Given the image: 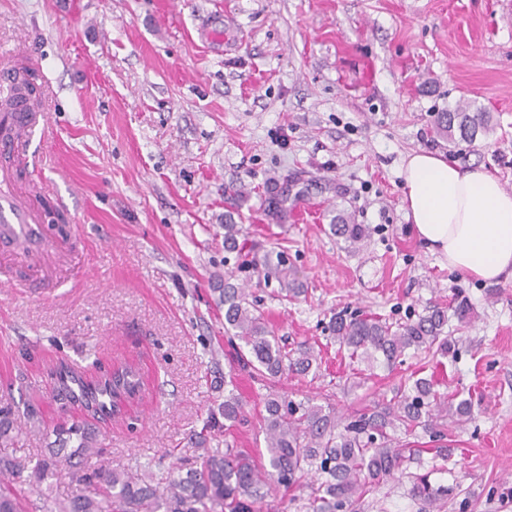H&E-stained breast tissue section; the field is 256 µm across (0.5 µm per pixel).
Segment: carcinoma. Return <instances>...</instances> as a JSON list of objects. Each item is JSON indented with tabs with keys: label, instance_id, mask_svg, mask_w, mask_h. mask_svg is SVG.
I'll use <instances>...</instances> for the list:
<instances>
[{
	"label": "carcinoma",
	"instance_id": "obj_1",
	"mask_svg": "<svg viewBox=\"0 0 512 512\" xmlns=\"http://www.w3.org/2000/svg\"><path fill=\"white\" fill-rule=\"evenodd\" d=\"M437 132L450 141L472 142L491 131L487 113L470 111L459 104L440 112L435 120ZM268 215L278 223L287 221L276 188H267ZM331 231L353 243L367 238V229L353 224L339 214ZM242 228L224 225V250L236 253L243 266L275 279L285 296L295 298L303 292L296 280H288L284 253H258L245 250L239 242ZM224 276L218 289L224 304V330L231 339L243 344L239 360L253 370L255 378L271 383L285 375L315 374L320 366L313 346L301 342L290 348L267 325L256 304L248 300L245 289ZM458 320L470 316V306L463 298H454L451 307L433 305L425 313L403 323L375 316L336 314L328 329L351 359L366 364L371 372L377 365L391 367L404 362V356L448 354L450 342L445 335L448 310ZM59 392L73 405H79L102 418L112 417V381L88 379L84 372L61 364L55 370ZM263 432L268 464L260 465L254 457L234 445L210 448L207 438L199 436L200 453L195 461L178 465L165 487L153 485L141 477L121 470L73 471L72 459L81 462L98 456L99 448L91 433L78 424L56 429L59 447L33 460L12 454H0V512H273L268 502L270 485H299L312 468L322 476L313 489L306 512H354L355 504L369 491L388 479H408L412 495L421 501L424 512L441 508L448 489L434 486L425 474L404 468V449L396 444L391 432L412 433L420 428L433 441L447 440L443 429L460 424L473 416L469 398L443 390V383L431 374L418 377L399 389L389 401L343 415L310 401H294L274 391L264 399ZM224 429L246 420L245 403L234 392H224L219 409ZM19 428L12 407L0 406V442L12 441ZM73 449L66 450L68 443ZM68 473L76 482L67 499L52 496L51 480Z\"/></svg>",
	"mask_w": 512,
	"mask_h": 512
}]
</instances>
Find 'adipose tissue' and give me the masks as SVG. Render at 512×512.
<instances>
[{
	"label": "adipose tissue",
	"instance_id": "1",
	"mask_svg": "<svg viewBox=\"0 0 512 512\" xmlns=\"http://www.w3.org/2000/svg\"><path fill=\"white\" fill-rule=\"evenodd\" d=\"M402 176L407 216L432 253L486 283L512 276V193L498 178L425 151Z\"/></svg>",
	"mask_w": 512,
	"mask_h": 512
}]
</instances>
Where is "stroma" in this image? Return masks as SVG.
Returning <instances> with one entry per match:
<instances>
[{"label":"stroma","instance_id":"1","mask_svg":"<svg viewBox=\"0 0 512 512\" xmlns=\"http://www.w3.org/2000/svg\"><path fill=\"white\" fill-rule=\"evenodd\" d=\"M228 18L238 41L214 54L197 31ZM2 54L46 93L50 130L14 172L57 249L20 269L26 286L0 283V398L40 420L18 453L45 455L75 422L97 435L93 467L167 482L231 374L248 416L236 446L265 455L269 391L348 413L433 369L408 356L351 387L333 314L403 322L458 294L473 317L450 319L442 369L473 418L454 427L448 459L426 433L399 440L420 450L409 472L451 488L440 512H512V277L485 283L432 254L401 176L407 154L428 151L512 192V0H0ZM461 102L487 112L489 135L437 137L436 114ZM272 181L283 225L264 215ZM339 214L368 227L364 243L330 232ZM230 222L284 252L303 294L237 271ZM229 268L289 346L320 348L317 375L270 388L236 369L217 305ZM61 360L90 375L134 365L142 394L106 423L63 409L50 375ZM421 509L404 479L357 512Z\"/></svg>","mask_w":512,"mask_h":512}]
</instances>
